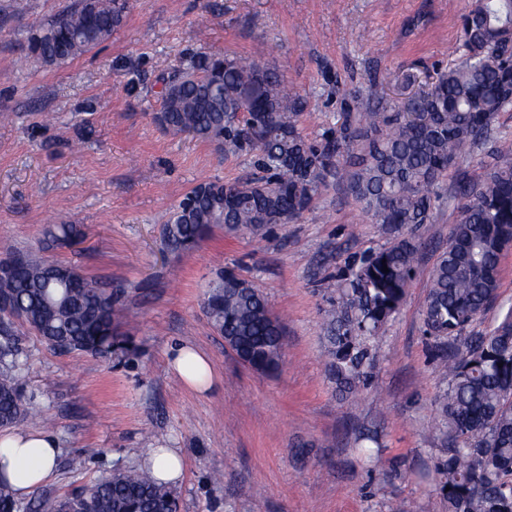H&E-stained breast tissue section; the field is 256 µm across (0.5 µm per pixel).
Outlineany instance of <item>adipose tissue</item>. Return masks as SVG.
Listing matches in <instances>:
<instances>
[{
    "label": "adipose tissue",
    "mask_w": 512,
    "mask_h": 512,
    "mask_svg": "<svg viewBox=\"0 0 512 512\" xmlns=\"http://www.w3.org/2000/svg\"><path fill=\"white\" fill-rule=\"evenodd\" d=\"M179 379L199 391L212 383L209 359L196 348L178 347L170 360ZM59 453L54 436L40 430L14 428L0 431V478L7 480L18 495H26L52 476Z\"/></svg>",
    "instance_id": "adipose-tissue-1"
}]
</instances>
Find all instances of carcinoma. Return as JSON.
<instances>
[{"label": "carcinoma", "instance_id": "carcinoma-1", "mask_svg": "<svg viewBox=\"0 0 512 512\" xmlns=\"http://www.w3.org/2000/svg\"><path fill=\"white\" fill-rule=\"evenodd\" d=\"M128 0H77L38 26L29 49L47 65L65 64L112 37ZM458 57L426 88L393 104L356 96L341 103V121L321 142L302 133L303 99L270 64L195 54L163 79L160 124L232 149L260 153L264 175L202 183L185 193L164 221L170 252L195 247L214 226L264 236L308 210L329 180L344 187L375 224L390 228L434 222L440 183L455 180L457 220L433 268L421 309L424 333L449 377L437 399L436 439L444 454L438 487L448 512H512V308L491 331L462 332L495 302L500 259L512 243V140L492 122L512 109V0H471L461 19ZM476 152L483 173L462 168ZM66 247L82 235L74 224L47 231ZM420 244L397 237L365 255L340 283H329L323 336L338 388L353 394L368 377L369 341L398 311ZM0 271V425L29 416L19 383L27 327L51 350L127 361L136 348L119 332L121 292L75 266L17 255ZM388 271H383V268ZM207 318L255 371L276 369L283 327L261 290L232 270L209 285ZM73 499L85 512H177L172 486L150 468H117L70 493L20 502L0 479V512H60Z\"/></svg>", "mask_w": 512, "mask_h": 512}]
</instances>
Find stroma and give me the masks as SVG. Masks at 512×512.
Returning a JSON list of instances; mask_svg holds the SVG:
<instances>
[{
    "instance_id": "stroma-1",
    "label": "stroma",
    "mask_w": 512,
    "mask_h": 512,
    "mask_svg": "<svg viewBox=\"0 0 512 512\" xmlns=\"http://www.w3.org/2000/svg\"><path fill=\"white\" fill-rule=\"evenodd\" d=\"M0 0V261L32 254L76 266L124 291L121 329L138 355L116 363L48 349L21 329V381L34 396L25 427L52 433L60 455L38 491L55 498L163 446L179 449V512H447L435 480L436 399L447 380L420 310L456 220L452 182L420 240L399 313L370 342L371 378L351 396L330 378L323 278L343 277L392 229L373 223L335 184L315 206L265 238L217 226L191 250L163 245V215L194 185L257 174V151H228L155 119L161 79L197 52L264 57L306 102L309 140L339 122L345 92L400 96L404 78H432L455 60L471 0H129L102 45L59 66L28 38L75 0ZM78 225L76 244L45 231ZM260 288L288 341L279 367L253 371L225 349L204 300L218 270ZM512 307V248L498 297L469 329L494 328ZM187 344L210 360L205 393L169 368Z\"/></svg>"
}]
</instances>
